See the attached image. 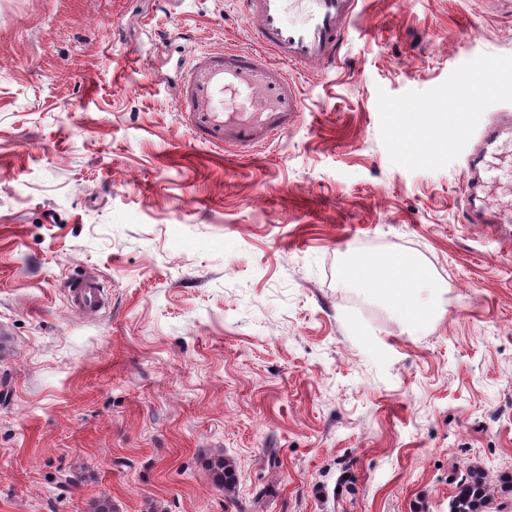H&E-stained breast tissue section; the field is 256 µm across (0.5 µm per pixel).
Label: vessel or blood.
<instances>
[{
    "label": "vessel or blood",
    "instance_id": "1",
    "mask_svg": "<svg viewBox=\"0 0 512 512\" xmlns=\"http://www.w3.org/2000/svg\"><path fill=\"white\" fill-rule=\"evenodd\" d=\"M361 2L239 0L252 22V48L194 55L183 78L179 107L194 136L250 157L286 134L303 110L292 71L335 66ZM293 5L305 10L302 23L287 21ZM481 139L484 149L468 161L469 218L478 224H511L512 208L500 206L492 190L512 176V128L488 125ZM67 288L75 310L89 314L102 308L104 292L97 279L83 275L68 281Z\"/></svg>",
    "mask_w": 512,
    "mask_h": 512
}]
</instances>
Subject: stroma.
Segmentation results:
<instances>
[{
  "mask_svg": "<svg viewBox=\"0 0 512 512\" xmlns=\"http://www.w3.org/2000/svg\"><path fill=\"white\" fill-rule=\"evenodd\" d=\"M249 29L236 0H0V512H449L467 466L512 473V233L463 195L506 104L448 98L465 68L512 83V0H362L243 158L177 85ZM405 255L441 289L419 328L342 276ZM85 273L93 318L62 286Z\"/></svg>",
  "mask_w": 512,
  "mask_h": 512,
  "instance_id": "1",
  "label": "stroma"
}]
</instances>
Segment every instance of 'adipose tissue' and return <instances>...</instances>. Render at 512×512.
<instances>
[{
    "label": "adipose tissue",
    "mask_w": 512,
    "mask_h": 512,
    "mask_svg": "<svg viewBox=\"0 0 512 512\" xmlns=\"http://www.w3.org/2000/svg\"><path fill=\"white\" fill-rule=\"evenodd\" d=\"M347 279L381 288L384 297L412 325H425L433 314V304L425 293L431 288L428 271L411 259L366 262L356 260L345 269Z\"/></svg>",
    "instance_id": "ef3b65f1"
}]
</instances>
